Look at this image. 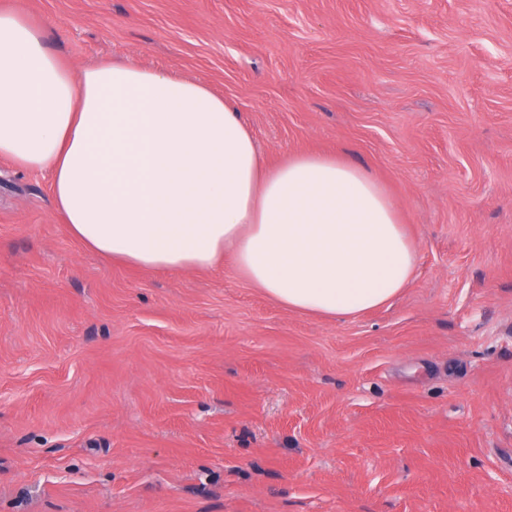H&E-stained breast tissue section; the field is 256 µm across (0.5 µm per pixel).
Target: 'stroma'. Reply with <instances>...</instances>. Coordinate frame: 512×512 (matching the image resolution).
Segmentation results:
<instances>
[{"label": "stroma", "instance_id": "stroma-1", "mask_svg": "<svg viewBox=\"0 0 512 512\" xmlns=\"http://www.w3.org/2000/svg\"><path fill=\"white\" fill-rule=\"evenodd\" d=\"M75 68L207 84L266 162L362 167L418 252L288 310L137 269L0 158V512H512V0H0Z\"/></svg>", "mask_w": 512, "mask_h": 512}]
</instances>
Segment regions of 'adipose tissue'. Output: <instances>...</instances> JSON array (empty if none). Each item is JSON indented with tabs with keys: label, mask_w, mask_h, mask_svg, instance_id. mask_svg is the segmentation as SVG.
Here are the masks:
<instances>
[{
	"label": "adipose tissue",
	"mask_w": 512,
	"mask_h": 512,
	"mask_svg": "<svg viewBox=\"0 0 512 512\" xmlns=\"http://www.w3.org/2000/svg\"><path fill=\"white\" fill-rule=\"evenodd\" d=\"M0 156L51 174L83 245L130 265L236 275L289 310L347 319L386 305L417 252L364 169L299 153L267 167L235 108L131 61L77 69L0 13Z\"/></svg>",
	"instance_id": "ef3b65f1"
}]
</instances>
